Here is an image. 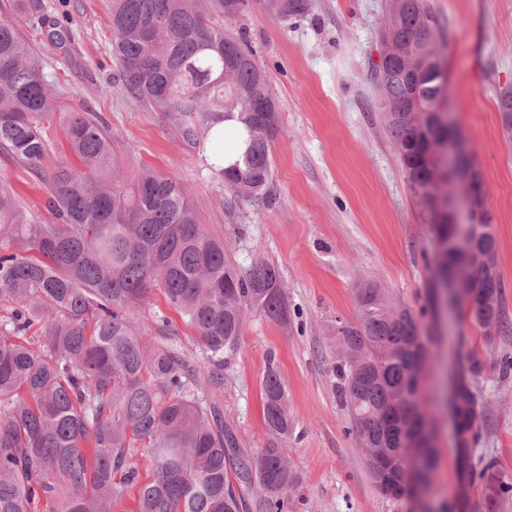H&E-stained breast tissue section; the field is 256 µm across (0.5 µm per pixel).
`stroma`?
Listing matches in <instances>:
<instances>
[{
    "label": "stroma",
    "instance_id": "stroma-1",
    "mask_svg": "<svg viewBox=\"0 0 512 512\" xmlns=\"http://www.w3.org/2000/svg\"><path fill=\"white\" fill-rule=\"evenodd\" d=\"M44 2L73 34L67 50L42 42L31 22L21 26L65 109L103 118L122 172L148 167L178 179L203 229L223 238L226 260L243 271L265 261L281 272L290 319L282 324L248 314L237 349L224 357L220 402L241 446L265 447L261 381L268 357H275L297 423L285 446L297 475L294 512H421L426 504L439 512L460 502L463 512H512V496L491 503L481 483L466 484L447 411L450 374L477 354L483 372L475 392L486 420L470 463L478 470L493 465L512 484V330L488 339L465 314L424 316L436 338L426 388L439 451L424 501L377 492L336 397V321L354 317L356 285L377 281L417 310L430 277L429 227L409 192L373 79L387 0H312L308 13L288 19L271 15L265 0H247L232 30L248 36L277 107L268 205L234 198L206 167L210 141L186 142L164 113L126 94L112 56L108 0ZM427 4L447 42L452 118L487 188L503 310L512 323V131L498 109L499 94L512 89V0ZM0 178L15 186L33 219L48 220L44 192L1 154ZM158 313L182 354L204 361L203 345L160 290L146 300L141 334L158 341Z\"/></svg>",
    "mask_w": 512,
    "mask_h": 512
}]
</instances>
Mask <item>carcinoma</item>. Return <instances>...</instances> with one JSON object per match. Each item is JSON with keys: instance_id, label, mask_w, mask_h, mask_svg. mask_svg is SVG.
<instances>
[{"instance_id": "cac0c4a2", "label": "carcinoma", "mask_w": 512, "mask_h": 512, "mask_svg": "<svg viewBox=\"0 0 512 512\" xmlns=\"http://www.w3.org/2000/svg\"><path fill=\"white\" fill-rule=\"evenodd\" d=\"M0 17V154L33 173L51 220L37 224L11 184L0 181V512H114L134 492L136 512H288L297 476L284 451L293 433L286 386L269 361L261 387L270 440L240 448L219 403L224 353L238 345L246 312L289 319L280 271L262 261L242 272L207 234L182 185L112 162L102 118L64 112L18 17L35 16L45 40L63 49L69 29L42 0H7ZM112 54L127 93L163 112L188 142L215 144L207 166L237 198L265 199L276 102L246 34L224 31L247 0H110ZM311 0H267L270 13H307ZM381 39L397 48L374 65L384 120L420 213L434 211L448 161L431 148L448 125L447 44L426 0H388ZM246 130L241 159L226 166L224 123ZM64 131L80 165L47 167L50 134ZM435 259L426 301L459 276L471 301L456 307L485 330L503 325L496 242L489 224L429 225ZM154 288L206 350L197 366L181 356L167 321L151 343L137 332ZM356 315L336 320V394L348 433L370 449L366 464L386 498H421L436 466L428 396L418 379L433 336L418 316L392 303L375 282L355 289ZM483 365L469 356L458 382L455 427L468 450L483 416L473 381ZM205 376L212 400L191 397ZM147 451L146 464L134 460ZM488 501L512 494L488 465Z\"/></svg>"}]
</instances>
